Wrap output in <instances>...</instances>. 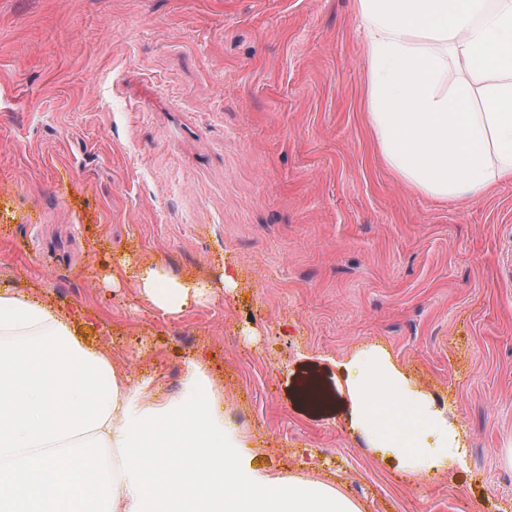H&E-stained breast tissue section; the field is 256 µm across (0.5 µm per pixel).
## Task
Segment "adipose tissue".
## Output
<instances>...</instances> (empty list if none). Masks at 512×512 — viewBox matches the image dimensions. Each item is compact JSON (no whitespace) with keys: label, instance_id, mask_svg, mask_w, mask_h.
I'll list each match as a JSON object with an SVG mask.
<instances>
[{"label":"adipose tissue","instance_id":"1","mask_svg":"<svg viewBox=\"0 0 512 512\" xmlns=\"http://www.w3.org/2000/svg\"><path fill=\"white\" fill-rule=\"evenodd\" d=\"M364 105L392 173L415 192L476 199L512 181V0H357ZM464 75L449 81L448 68ZM133 277L176 313L204 286L146 264ZM350 425L404 470L447 466L459 432L382 347L339 362ZM227 430L204 359L167 399L129 387L50 301L0 286V512H361L334 482L255 470ZM85 488L67 501L65 479Z\"/></svg>","mask_w":512,"mask_h":512}]
</instances>
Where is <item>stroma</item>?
<instances>
[{
	"label": "stroma",
	"mask_w": 512,
	"mask_h": 512,
	"mask_svg": "<svg viewBox=\"0 0 512 512\" xmlns=\"http://www.w3.org/2000/svg\"><path fill=\"white\" fill-rule=\"evenodd\" d=\"M355 0H0V285L50 298L129 386L203 354L255 469L363 512H512V183L399 182L364 108ZM207 283L176 314L120 262ZM232 285H221L223 274ZM385 347L461 433L418 478L348 418Z\"/></svg>",
	"instance_id": "obj_1"
}]
</instances>
